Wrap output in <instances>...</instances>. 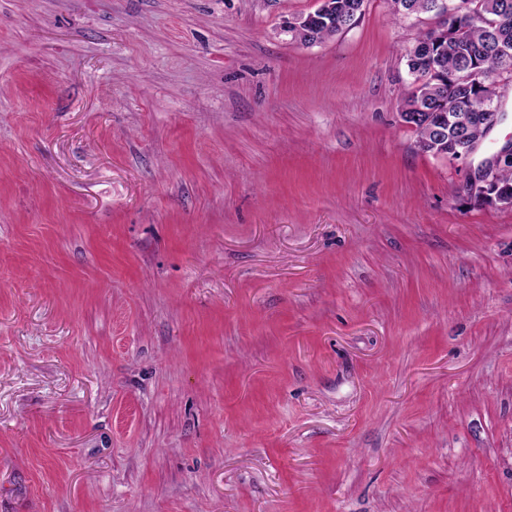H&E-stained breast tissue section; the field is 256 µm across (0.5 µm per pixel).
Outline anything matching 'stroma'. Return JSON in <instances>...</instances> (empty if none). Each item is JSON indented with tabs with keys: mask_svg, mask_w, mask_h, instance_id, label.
Instances as JSON below:
<instances>
[{
	"mask_svg": "<svg viewBox=\"0 0 512 512\" xmlns=\"http://www.w3.org/2000/svg\"><path fill=\"white\" fill-rule=\"evenodd\" d=\"M317 6L0 0V512H512V208ZM331 8L325 11V14L316 13L321 20L314 25L309 22L314 15L306 19V22L298 25L288 22L287 32L291 38L303 45H314L322 43L339 32L347 29L345 27L344 16L346 15L350 22L348 26H352L357 18L362 14L364 0H329Z\"/></svg>",
	"mask_w": 512,
	"mask_h": 512,
	"instance_id": "obj_1",
	"label": "stroma"
}]
</instances>
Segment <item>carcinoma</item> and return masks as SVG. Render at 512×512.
I'll return each mask as SVG.
<instances>
[{
	"mask_svg": "<svg viewBox=\"0 0 512 512\" xmlns=\"http://www.w3.org/2000/svg\"><path fill=\"white\" fill-rule=\"evenodd\" d=\"M392 13L404 16L427 12L430 0H389ZM466 6L441 21L448 26V42L435 43V32L427 30L418 35L406 53L408 71L417 74L408 94L401 100L399 110L414 112L421 108L430 112L448 111L452 100L464 104L475 121L459 130L450 125L444 133L436 131L437 117L429 123H416V143L434 156L448 157L454 145L462 140L474 141L484 137L483 118L490 103L472 87L457 82L462 67L473 55L485 62L492 74L505 81L512 80V0H462ZM331 8L313 25L288 24L291 38L303 45L322 43L345 30V22L355 23L362 14L364 0H330ZM434 69L440 81L429 77Z\"/></svg>",
	"mask_w": 512,
	"mask_h": 512,
	"instance_id": "obj_1",
	"label": "carcinoma"
}]
</instances>
